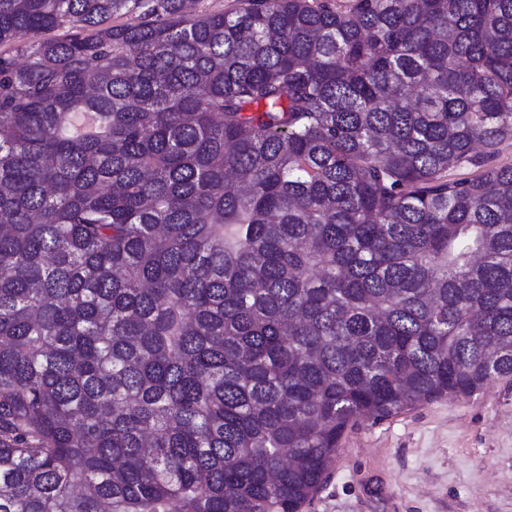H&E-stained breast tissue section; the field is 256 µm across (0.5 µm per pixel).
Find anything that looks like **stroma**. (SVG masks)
Segmentation results:
<instances>
[{
    "instance_id": "1",
    "label": "stroma",
    "mask_w": 512,
    "mask_h": 512,
    "mask_svg": "<svg viewBox=\"0 0 512 512\" xmlns=\"http://www.w3.org/2000/svg\"><path fill=\"white\" fill-rule=\"evenodd\" d=\"M302 512H512V383L346 431Z\"/></svg>"
}]
</instances>
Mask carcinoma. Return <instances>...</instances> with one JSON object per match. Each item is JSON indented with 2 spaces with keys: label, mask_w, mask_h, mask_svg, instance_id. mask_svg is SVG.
<instances>
[{
  "label": "carcinoma",
  "mask_w": 512,
  "mask_h": 512,
  "mask_svg": "<svg viewBox=\"0 0 512 512\" xmlns=\"http://www.w3.org/2000/svg\"><path fill=\"white\" fill-rule=\"evenodd\" d=\"M237 2L0 0V512H301L512 379V0Z\"/></svg>",
  "instance_id": "obj_1"
}]
</instances>
